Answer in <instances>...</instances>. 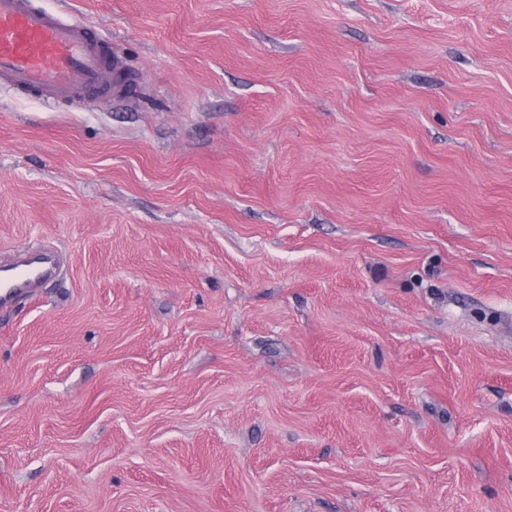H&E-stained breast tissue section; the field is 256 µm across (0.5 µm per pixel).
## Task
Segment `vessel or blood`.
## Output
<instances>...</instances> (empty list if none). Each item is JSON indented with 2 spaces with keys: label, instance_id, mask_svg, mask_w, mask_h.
<instances>
[{
  "label": "vessel or blood",
  "instance_id": "1",
  "mask_svg": "<svg viewBox=\"0 0 512 512\" xmlns=\"http://www.w3.org/2000/svg\"><path fill=\"white\" fill-rule=\"evenodd\" d=\"M0 84L72 104L94 94L128 95L127 65L80 22L35 6L0 0ZM44 273L28 265L0 288L7 301Z\"/></svg>",
  "mask_w": 512,
  "mask_h": 512
}]
</instances>
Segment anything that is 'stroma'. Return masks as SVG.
<instances>
[{
  "label": "stroma",
  "mask_w": 512,
  "mask_h": 512,
  "mask_svg": "<svg viewBox=\"0 0 512 512\" xmlns=\"http://www.w3.org/2000/svg\"><path fill=\"white\" fill-rule=\"evenodd\" d=\"M136 92L0 86V512H512V0H34ZM45 271L46 270L41 266L32 264L19 270V272L3 287L2 291H0L1 300L9 301L19 292L20 289L26 288L29 281L39 278L45 273Z\"/></svg>",
  "instance_id": "35a3bbf8"
}]
</instances>
